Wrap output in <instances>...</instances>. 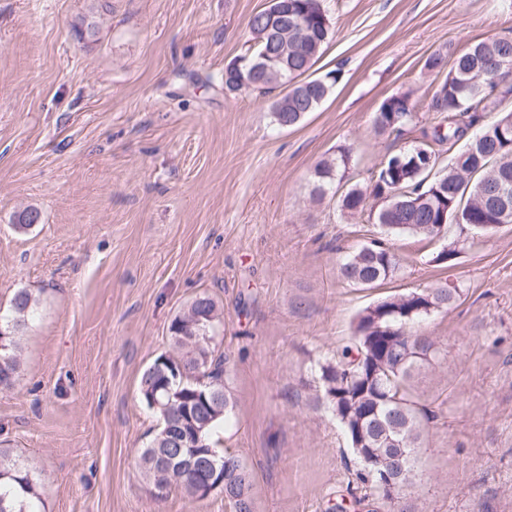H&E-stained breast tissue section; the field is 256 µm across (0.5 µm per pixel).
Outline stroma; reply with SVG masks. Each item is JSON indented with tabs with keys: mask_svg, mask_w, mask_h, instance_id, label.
<instances>
[{
	"mask_svg": "<svg viewBox=\"0 0 512 512\" xmlns=\"http://www.w3.org/2000/svg\"><path fill=\"white\" fill-rule=\"evenodd\" d=\"M269 0H0V314L28 291L20 375L0 389V448L35 467L45 512H232L223 495L155 500L136 467L159 418L142 372L200 294L218 304L232 410L214 435L251 474L255 512H327L354 456L316 406L315 366L351 344L378 300L439 284L460 298L417 332L440 354L411 382L433 411L421 474L395 512H512V224L395 240L400 272L374 288L340 263L380 238L367 213L311 196L343 147L352 183L391 151L373 117L411 94L419 121L433 53L446 63L512 37V0H323L333 36L313 68L330 96L292 128L273 95L228 92L224 68ZM96 22L93 38L75 25ZM39 219L15 226L24 209ZM455 244L452 265L434 262Z\"/></svg>",
	"mask_w": 512,
	"mask_h": 512,
	"instance_id": "1",
	"label": "stroma"
}]
</instances>
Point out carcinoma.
<instances>
[{
  "instance_id": "carcinoma-1",
  "label": "carcinoma",
  "mask_w": 512,
  "mask_h": 512,
  "mask_svg": "<svg viewBox=\"0 0 512 512\" xmlns=\"http://www.w3.org/2000/svg\"><path fill=\"white\" fill-rule=\"evenodd\" d=\"M294 26L288 29L289 58L295 71L270 63L259 75L242 72L237 80L224 84L230 92L276 89L283 95L272 104L279 126L294 127L315 111L330 95L339 71L319 76L315 88L297 85L314 82L307 73L323 53L332 34L331 23L322 0H291ZM512 67V44L500 37L475 43L460 52L428 103L430 112L448 113V123L434 128L432 135L410 147L387 155L373 172L366 190L350 187L341 198V211L355 215L363 211L366 200L377 208L370 216L383 229L386 238L374 239L349 254L340 267L347 282L373 287L392 278L400 268V256L388 238L405 234L433 241L444 235L448 225L468 226L478 233H492L502 224H512V209L497 210L486 198L488 186L503 183L512 195V112H503L490 123L471 120L465 126L452 117L471 111L493 112L498 95L490 80L500 69ZM417 119L411 95L385 98L373 120L378 135L399 136ZM472 139L465 143L450 163L441 166L435 146L456 143L469 130ZM352 150L318 162L313 170L312 198L320 199L350 170ZM438 234H433L434 226ZM457 290L444 286L412 290L385 298L367 307L359 316L354 345L345 347L328 361L318 364L321 395L319 404L334 416L342 428L356 459L348 482L354 505L365 512L391 508L418 478V448L429 415L412 399L410 380L437 354L435 343L413 328L433 313L454 304ZM36 302L26 291L18 292L7 316L0 315V373L15 385L20 369L21 332L35 311ZM220 322L216 302L207 295L193 300L187 310L170 324V356L183 363V378L171 384V391H155L161 375L145 369L139 382L144 403L156 395L160 427L137 458V466L151 487L165 491L178 487L195 500L196 476L173 470L168 477L159 474L154 463L153 444L159 441L165 417L174 407H183L177 394L197 389L213 391L218 398L197 416L200 443L217 467L224 469V499L233 512H253L251 476L237 455L215 446L213 435L224 425L231 406L224 391L223 356L216 354L215 332ZM43 484L34 468L0 450V512H41Z\"/></svg>"
}]
</instances>
